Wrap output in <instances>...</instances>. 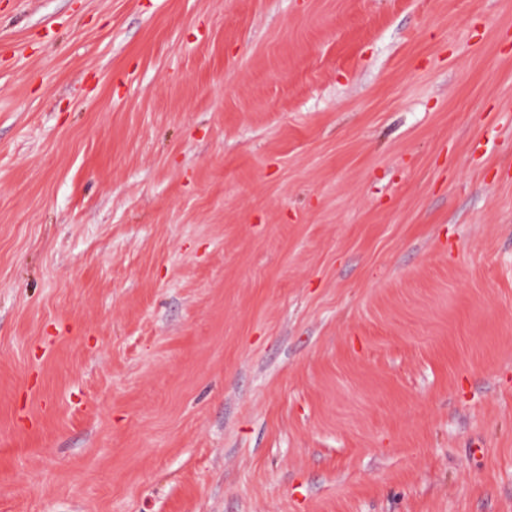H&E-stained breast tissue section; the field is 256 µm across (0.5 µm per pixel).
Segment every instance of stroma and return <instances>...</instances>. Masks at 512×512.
I'll return each mask as SVG.
<instances>
[{
  "label": "stroma",
  "instance_id": "obj_1",
  "mask_svg": "<svg viewBox=\"0 0 512 512\" xmlns=\"http://www.w3.org/2000/svg\"><path fill=\"white\" fill-rule=\"evenodd\" d=\"M0 512H512V0H0Z\"/></svg>",
  "mask_w": 512,
  "mask_h": 512
}]
</instances>
